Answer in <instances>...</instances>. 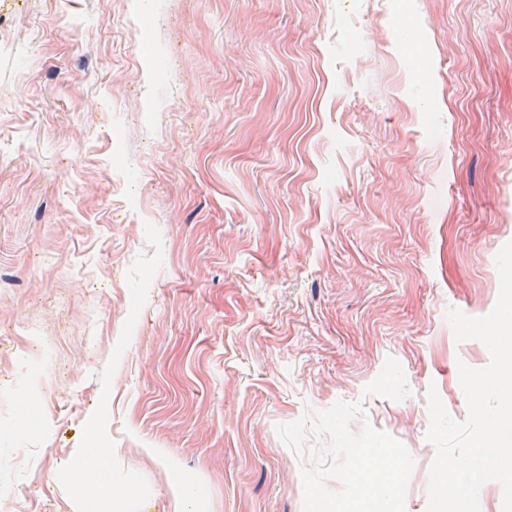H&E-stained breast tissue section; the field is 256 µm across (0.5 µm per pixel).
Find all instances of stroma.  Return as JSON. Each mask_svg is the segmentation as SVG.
<instances>
[{
  "mask_svg": "<svg viewBox=\"0 0 512 512\" xmlns=\"http://www.w3.org/2000/svg\"><path fill=\"white\" fill-rule=\"evenodd\" d=\"M0 488L71 512L118 451L138 512H302L278 425L344 400L414 458L448 308L512 241V0H0ZM163 448L178 467L148 456ZM199 483L185 482L171 484V496L175 512H202L205 509L204 496Z\"/></svg>",
  "mask_w": 512,
  "mask_h": 512,
  "instance_id": "obj_1",
  "label": "stroma"
}]
</instances>
